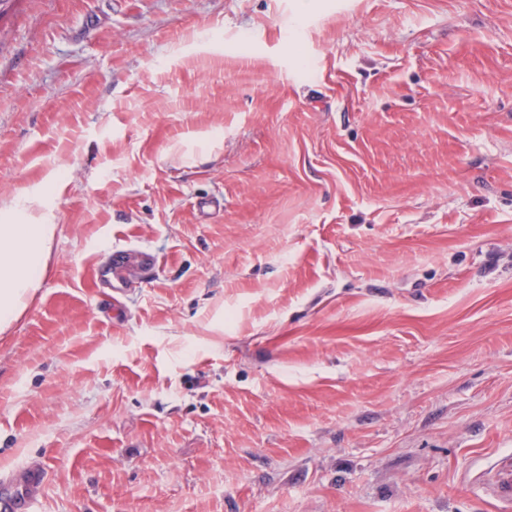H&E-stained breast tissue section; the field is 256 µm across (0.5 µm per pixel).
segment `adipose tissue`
Here are the masks:
<instances>
[{"mask_svg":"<svg viewBox=\"0 0 512 512\" xmlns=\"http://www.w3.org/2000/svg\"><path fill=\"white\" fill-rule=\"evenodd\" d=\"M37 195L20 197L0 222V333L19 319L34 298L58 225L35 221Z\"/></svg>","mask_w":512,"mask_h":512,"instance_id":"obj_1","label":"adipose tissue"}]
</instances>
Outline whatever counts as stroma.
<instances>
[{"mask_svg": "<svg viewBox=\"0 0 512 512\" xmlns=\"http://www.w3.org/2000/svg\"><path fill=\"white\" fill-rule=\"evenodd\" d=\"M41 189L0 497L512 512V0H0V216ZM492 489L498 497L512 501V457L504 458L499 464ZM46 474L40 469H31L27 475V487L21 498L5 497L1 502L2 510L5 512H13L9 510L22 509L23 512H38L37 492L45 482Z\"/></svg>", "mask_w": 512, "mask_h": 512, "instance_id": "stroma-1", "label": "stroma"}]
</instances>
